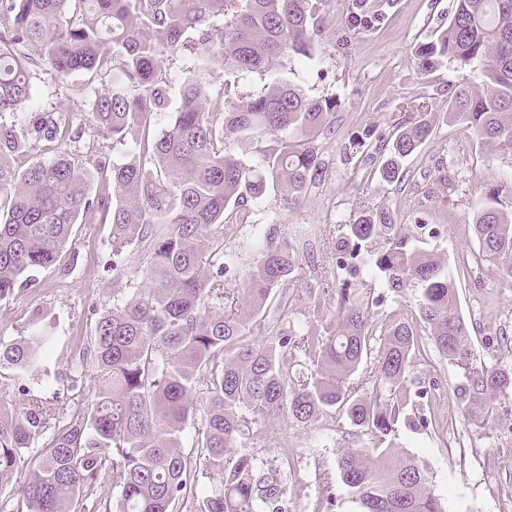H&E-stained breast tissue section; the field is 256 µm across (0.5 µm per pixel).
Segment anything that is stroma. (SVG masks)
Returning <instances> with one entry per match:
<instances>
[{
    "mask_svg": "<svg viewBox=\"0 0 512 512\" xmlns=\"http://www.w3.org/2000/svg\"><path fill=\"white\" fill-rule=\"evenodd\" d=\"M349 0H320L322 23L317 40L323 52L315 68L301 58L292 64L303 89L315 97L335 98L331 123L316 141L326 173L311 186L301 204L281 206L279 191L269 192L257 215L263 232L288 246L301 269L287 288L289 320L311 321L309 290L318 288L336 269L334 243L342 224L365 209L383 206L396 216L413 246L436 252L448 265L458 288V306L468 323L473 357L471 367L512 366V286L494 270L471 263L478 242L470 221L497 192L499 209L512 211V152L481 151L473 131L448 113V98L471 72L452 65L421 76L412 55L416 44L447 26L453 0H394L385 26L350 34ZM40 103L75 110L76 121L89 126L85 111L87 75L59 79L41 75ZM428 102L437 115L432 137L405 163L401 183L380 182L378 167L388 152L397 123L411 117V101ZM374 129L369 147L356 151L353 141ZM447 176V199H425L424 192ZM432 225L421 236L416 223ZM107 224H78L73 229L77 261L69 274L51 268L37 273V287L18 291L0 302V337L27 335L39 324L51 337V355L41 375H21L0 369V386L10 390V412L21 411L30 399L41 398L71 409L81 389H92L95 369L76 366L74 351L90 331L92 307L112 304V262ZM465 369L449 364L419 334L408 389L411 402L398 424L394 446L426 460L434 494L444 512H512V394L505 407L489 415L486 424L470 420L456 407L453 427H445L434 411L437 401L451 397ZM78 391H71V384ZM376 437L332 412L305 423L265 421L254 427L247 447L264 467L278 469L288 512H360V506L341 482L336 460L348 448L376 444Z\"/></svg>",
    "mask_w": 512,
    "mask_h": 512,
    "instance_id": "35a3bbf8",
    "label": "stroma"
}]
</instances>
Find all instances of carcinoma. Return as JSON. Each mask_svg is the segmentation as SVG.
Segmentation results:
<instances>
[{
    "mask_svg": "<svg viewBox=\"0 0 512 512\" xmlns=\"http://www.w3.org/2000/svg\"><path fill=\"white\" fill-rule=\"evenodd\" d=\"M314 2L0 0V301L60 264L76 224L112 225L114 258L138 253L133 270L112 263V307L96 311L80 346L98 375L85 402L69 415L41 399L19 413L0 409V512H20L11 491L21 463L26 512H282L277 477L246 451L251 425L305 424L334 409L382 441L403 414L417 332L400 319L377 333L351 291L363 270L377 272L392 295L415 288L435 349L450 364L469 360L455 283L437 254L409 245L387 208L341 225L336 251L347 278L308 294L318 332L268 320L271 309H288L277 291L300 269L272 237L258 239L248 282L237 287L238 257L224 248L232 225L255 222L270 186L296 207L323 174L314 143L336 99L308 95L288 67L294 56L310 67L318 59ZM389 7L351 0L348 28L381 26ZM188 48L202 63L184 72L175 96L164 59ZM414 58L423 75L448 62L479 72L448 110L480 148L512 150V0H455L447 27ZM44 70L112 77V88L86 100L88 139L69 113L37 103ZM255 75L262 90L239 95ZM211 93L224 105H211ZM174 96L171 124L155 130ZM418 108L392 135L379 167L386 183L399 182L405 160L433 133L428 105ZM108 140L127 147L122 157L108 158ZM31 142L47 143L54 157L21 170L15 158ZM472 224L480 261L511 283L512 212L488 202ZM257 330L269 338L255 343ZM49 345L38 328L0 339V368L38 373ZM298 350L311 362L307 375L293 374ZM370 357L388 398L351 383ZM509 390L512 369L495 367L468 373L458 395L471 417ZM337 470L361 512H443L428 465L392 445L345 450ZM98 480L119 488L116 508L88 496Z\"/></svg>",
    "mask_w": 512,
    "mask_h": 512,
    "instance_id": "cac0c4a2",
    "label": "carcinoma"
}]
</instances>
